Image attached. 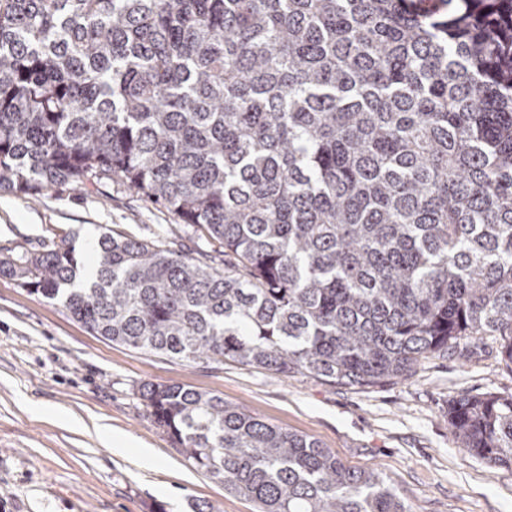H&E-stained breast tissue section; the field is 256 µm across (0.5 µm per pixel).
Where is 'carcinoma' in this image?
<instances>
[{
  "label": "carcinoma",
  "mask_w": 512,
  "mask_h": 512,
  "mask_svg": "<svg viewBox=\"0 0 512 512\" xmlns=\"http://www.w3.org/2000/svg\"><path fill=\"white\" fill-rule=\"evenodd\" d=\"M0 0V191L111 183L205 239L0 260L90 332L334 386L497 336L512 364V0ZM157 427L259 512H409L376 469L180 383ZM512 466V396H461Z\"/></svg>",
  "instance_id": "cac0c4a2"
}]
</instances>
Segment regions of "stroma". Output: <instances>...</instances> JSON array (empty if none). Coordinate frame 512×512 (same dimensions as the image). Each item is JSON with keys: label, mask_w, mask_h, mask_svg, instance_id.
Wrapping results in <instances>:
<instances>
[{"label": "stroma", "mask_w": 512, "mask_h": 512, "mask_svg": "<svg viewBox=\"0 0 512 512\" xmlns=\"http://www.w3.org/2000/svg\"><path fill=\"white\" fill-rule=\"evenodd\" d=\"M174 217L124 188L41 196L0 192V260L72 241L85 265L111 229L142 240L175 236L197 252V236L171 233ZM182 383L311 436L346 465L382 471L411 512H512V467L459 448L448 404L459 396L512 395V368L489 336L423 359L407 379L369 387L329 386L291 373L224 363L190 365L112 343L60 305L0 276V512H256L248 500L194 468L151 420L140 384ZM53 407L38 416L29 406ZM100 425L151 448L115 454Z\"/></svg>", "instance_id": "35a3bbf8"}]
</instances>
